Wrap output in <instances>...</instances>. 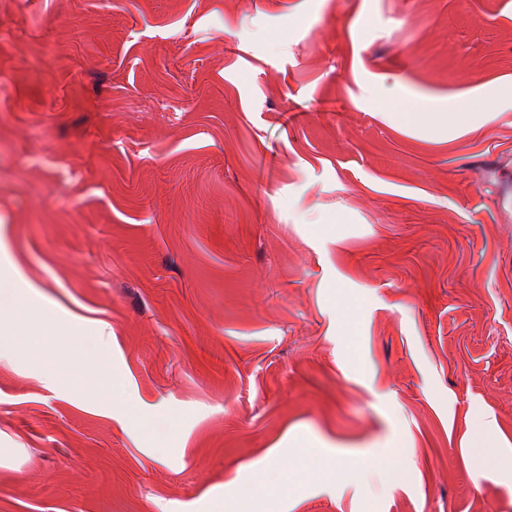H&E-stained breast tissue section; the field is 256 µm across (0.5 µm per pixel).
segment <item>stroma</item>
Returning <instances> with one entry per match:
<instances>
[{
  "label": "stroma",
  "mask_w": 512,
  "mask_h": 512,
  "mask_svg": "<svg viewBox=\"0 0 512 512\" xmlns=\"http://www.w3.org/2000/svg\"><path fill=\"white\" fill-rule=\"evenodd\" d=\"M511 87L512 0H0V276L125 401L0 362V512H512V98L387 113ZM478 101L470 98L452 101L445 109L422 99H406L399 112H391L392 120L402 126L424 131L430 138L448 134V139L460 133L479 129L491 112H480Z\"/></svg>",
  "instance_id": "1"
}]
</instances>
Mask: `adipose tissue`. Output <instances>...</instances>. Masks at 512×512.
<instances>
[{"mask_svg":"<svg viewBox=\"0 0 512 512\" xmlns=\"http://www.w3.org/2000/svg\"><path fill=\"white\" fill-rule=\"evenodd\" d=\"M505 95V90H494L483 101L459 99L444 109L409 98L391 118L432 138L453 137L483 126L488 118L484 106L498 103ZM17 356L33 362L50 387L76 392L103 405L116 400L118 383L111 368L96 359L85 341L68 337L40 315L31 289L6 279L0 281V361Z\"/></svg>","mask_w":512,"mask_h":512,"instance_id":"adipose-tissue-1","label":"adipose tissue"}]
</instances>
